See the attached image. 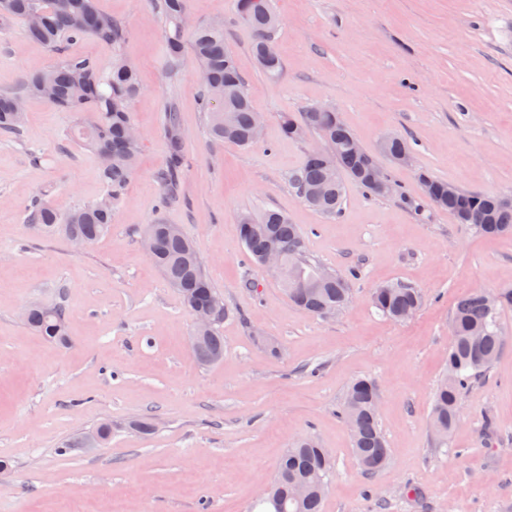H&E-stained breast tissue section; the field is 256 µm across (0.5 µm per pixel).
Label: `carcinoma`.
<instances>
[{"mask_svg":"<svg viewBox=\"0 0 512 512\" xmlns=\"http://www.w3.org/2000/svg\"><path fill=\"white\" fill-rule=\"evenodd\" d=\"M153 9L165 26L167 70L176 76L188 59L201 68L200 105L206 117L208 133L217 140L250 145L254 108L235 60L224 53V19L203 22L191 31L184 43L185 30L180 18L189 13V0H151ZM38 14L42 23L30 24V16ZM236 15L253 33L252 53L267 76L279 73L282 63L278 52L270 51L278 29V16L271 0H237ZM9 19L25 23L26 34L54 53V63L47 69L33 70L24 86L30 96L40 97L63 112L87 113L68 131L69 139L97 153H111L108 165L101 167L99 180L104 189L101 200L65 214L48 202L37 199L28 211L27 223L46 235H59L69 241L83 238L100 239L112 227L114 202L135 166L141 140L126 139L127 127L133 123L131 102L140 92L133 65L120 54L127 37L123 21L101 12L96 0H0V21ZM89 36L111 50L110 71H104L95 60L70 54L66 44ZM17 95L0 94V132L16 134L25 121V113L15 111ZM282 130L290 140H301L312 131L325 141L323 147L308 153L302 167L294 174L298 189L318 191L314 199L304 201L327 216L342 209L345 183L349 178L374 196H394L375 190L369 179L370 168L378 165L363 147L352 143L353 133L345 126L336 110L311 107L295 117L281 118ZM168 139L166 168L159 174L164 188L163 203L176 198L179 181L186 166L184 140L178 113L168 107L165 114ZM381 152L397 164L412 155L409 142L400 135L391 137L380 147ZM425 198L434 206L452 214L458 223L472 226L484 235L512 234V202L500 196L459 191L448 197V183L427 175L421 176ZM239 236L250 260L261 264L270 238H276L284 249V275L279 284L288 300L302 310L320 316L327 308H343L349 302L346 280L336 274L324 281L322 267L305 254V237L296 224L277 211L265 210L258 215L244 213L238 220ZM140 242H149L148 258L160 269L170 285L178 290L185 307L192 311L221 300L204 272L193 243L183 232L160 221L145 225ZM373 305L395 321L411 318L422 304L418 289L403 283H389L374 289ZM228 312L216 316L211 333L193 343L192 352L198 364L209 366L224 357V336L220 325ZM500 309L490 306L479 293L460 299L451 319L455 334L448 346V368L434 393L431 426L442 443L458 421V405L472 383L484 376L499 357L504 341L499 323ZM26 322L45 339L66 344L69 341L65 312L57 306L32 304L26 311ZM379 390L375 382L359 378L349 384L339 415L350 428L353 449L362 468L368 472L380 469L388 460L385 436L379 428V414L373 404ZM333 460L312 439L295 444L281 457L266 495L255 506L268 512L269 504L278 500L281 512H322L325 484L333 471ZM296 483L309 486L306 497H292Z\"/></svg>","mask_w":512,"mask_h":512,"instance_id":"1","label":"carcinoma"}]
</instances>
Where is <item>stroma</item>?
Here are the masks:
<instances>
[{"mask_svg":"<svg viewBox=\"0 0 512 512\" xmlns=\"http://www.w3.org/2000/svg\"><path fill=\"white\" fill-rule=\"evenodd\" d=\"M280 17L282 70L270 78L250 51L236 0H190L192 16L224 21L255 111L258 142L210 139L198 97L201 70H165L162 24L150 0H97L125 22V56L141 92L131 104L141 135L133 174L110 232L75 252L27 224L32 199L60 212L102 193L100 161L67 145L74 122L39 99L26 104L20 135H0V512H250L288 448L311 438L335 470L322 512H512V303L493 368L466 392L447 443L431 425L434 389L448 355L457 301L512 290V237L477 234L426 202L429 175L462 190L512 197V0H271ZM53 54L22 21L0 24V93L21 91ZM175 106L189 162L171 203L158 173L167 159L164 112ZM337 109L370 153L404 136L410 164L378 162L404 200L346 182L342 210L309 207L292 176L319 134L288 140L282 114ZM42 154L33 164L30 152ZM273 209L306 232L308 255L349 279L335 318L302 312L275 278L249 262L243 213ZM181 227L212 286L233 311L224 358L205 367L190 348L193 317L142 252L139 226ZM404 282L424 297L396 322L370 303L378 285ZM62 304L69 343L35 334L29 301ZM276 341L260 351L256 335ZM377 382L379 426L390 459L359 466L337 411L348 385ZM148 417L151 434L131 430ZM108 422L111 438L74 447Z\"/></svg>","mask_w":512,"mask_h":512,"instance_id":"obj_1","label":"stroma"}]
</instances>
